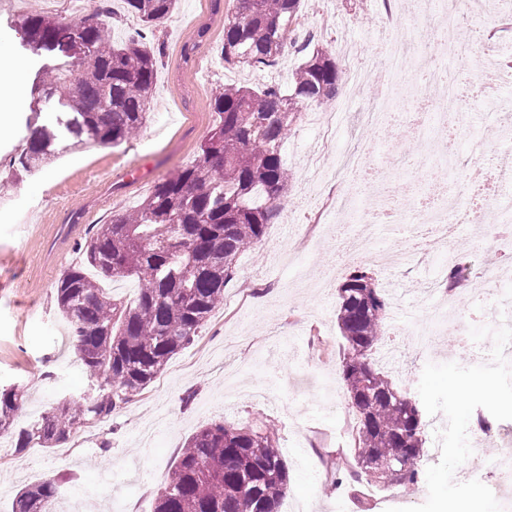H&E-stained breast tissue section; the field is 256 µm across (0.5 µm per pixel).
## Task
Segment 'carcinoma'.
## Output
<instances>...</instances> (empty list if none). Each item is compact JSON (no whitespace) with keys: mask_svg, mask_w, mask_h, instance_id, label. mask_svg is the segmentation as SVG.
Here are the masks:
<instances>
[{"mask_svg":"<svg viewBox=\"0 0 512 512\" xmlns=\"http://www.w3.org/2000/svg\"><path fill=\"white\" fill-rule=\"evenodd\" d=\"M150 25L168 17L175 0H124ZM301 0H233L224 23V62L250 68L275 63L299 19ZM109 0L77 20L38 13L19 20L21 38L43 64L46 85L73 86L65 98L45 93L50 112L18 157L33 171L57 146L119 145L146 123L156 75L154 48L131 38L112 41ZM304 60L288 89L226 85L216 89V114L195 163L156 182L135 210L112 216L86 240L83 262L63 271L56 304L80 364L97 383L87 398L63 399L28 427L15 430L23 401L18 385L0 386V436L22 452L52 448L76 434L74 425L104 422L162 373L224 304V288L239 256L255 248L278 216L288 184L281 148L311 105L336 93V60L322 49L301 48ZM105 278L134 277L131 304L114 300ZM390 311L388 295L365 266L341 287L337 324L346 348L343 381L359 420L353 461H336V483L367 480L415 488L427 454L422 410L389 375L369 361ZM288 467L271 432L214 423L188 438L155 512H278L288 489ZM61 485L47 479L19 490L14 512H50Z\"/></svg>","mask_w":512,"mask_h":512,"instance_id":"carcinoma-1","label":"carcinoma"}]
</instances>
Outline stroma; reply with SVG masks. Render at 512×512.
<instances>
[{
	"label": "stroma",
	"instance_id": "1",
	"mask_svg": "<svg viewBox=\"0 0 512 512\" xmlns=\"http://www.w3.org/2000/svg\"><path fill=\"white\" fill-rule=\"evenodd\" d=\"M469 28L498 43L499 62L512 66V33L503 15L480 0H461ZM112 38L142 35L159 52L150 116L141 131L117 146L87 145L60 152L41 172L39 186L13 160L29 135L32 104L13 114L0 136V384L24 385L16 426L37 418L64 397L92 395L67 339L68 327L55 303L61 273L83 259V245L113 214L143 201L156 181L191 165L215 118L210 93L215 84L261 87L287 84L302 54L284 49L276 66L253 69L225 63L221 49L231 0H176L172 14L144 25L123 0H111ZM32 10L65 16L67 0H0V47L24 66L35 85L36 63L25 49L18 18ZM384 0H302L300 15L314 42L332 53L341 78L336 97L310 106L289 130L283 159L291 178L282 194L283 214L268 225L258 248L243 253L224 303L194 343L176 354L156 382L109 421L53 448H7L0 457V512H12L18 490L49 478L66 487H94L101 477L128 471L131 481L99 497L94 512H153L155 499L178 460L185 440L214 422L252 428L270 421L288 466L284 499L292 512H489L479 485L449 486L448 470L477 471L488 449L512 446V363L478 358L465 347L449 355L416 359L412 339L393 332L406 317L390 310L384 339L373 350L378 369L406 388L423 410L427 441H441L443 457L424 468L416 491H397V506L367 482H337L331 463L351 457L352 438L338 439L341 426L356 427L341 378L343 340L337 327L338 289L351 265L326 246L305 243L306 202L313 186L328 181L334 192L354 183L353 169L340 157L356 143L403 141L406 129H369L357 120L363 106L384 87L379 75V27ZM417 167L397 174L392 203L407 211L410 189L426 191L435 164L424 146L412 154ZM458 259L468 271L459 286L457 321L482 331L493 310L491 295L474 294L484 269L506 257L484 248L475 227L459 225ZM335 390L336 410L323 403L321 380ZM491 416L492 436L471 445L476 418Z\"/></svg>",
	"mask_w": 512,
	"mask_h": 512
}]
</instances>
